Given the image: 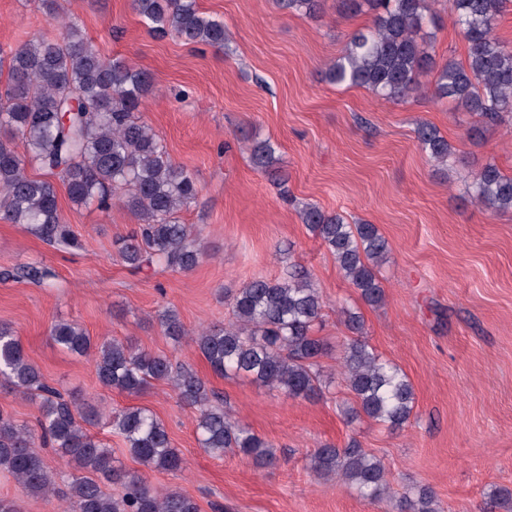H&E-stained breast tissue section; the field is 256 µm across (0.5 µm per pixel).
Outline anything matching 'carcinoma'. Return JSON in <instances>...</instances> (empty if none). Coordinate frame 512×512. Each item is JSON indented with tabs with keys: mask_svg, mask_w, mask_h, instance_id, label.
Masks as SVG:
<instances>
[{
	"mask_svg": "<svg viewBox=\"0 0 512 512\" xmlns=\"http://www.w3.org/2000/svg\"><path fill=\"white\" fill-rule=\"evenodd\" d=\"M279 9L318 18L323 0H276ZM512 0H448V12L467 42L463 61L440 63L430 49L431 35L421 34L428 0H340L339 8L373 12L372 25L353 32L345 50L330 62L324 80L334 85L364 87L377 97L405 103L417 91L416 77L434 74L432 94L479 123L501 124L512 119V46L494 34ZM133 8L149 32L174 36L186 43L224 49V21L200 12L196 0H133ZM8 87L0 99V129L10 142L0 141V219L23 224L44 242L61 248L78 245L65 223L52 175L62 181L75 205L98 203L104 210L119 205L133 214L137 229L123 241L119 256L135 271L160 267L189 273L202 251L191 224L179 212L199 194L197 182L173 163L163 140L146 122L134 117L152 90L151 74L122 59H106L94 48L79 24H64L59 39L40 36L9 52L0 49V73ZM416 138L423 151L441 166L460 162L440 130L421 122ZM254 169L278 180L288 195L277 148L267 139L248 144ZM47 174L37 179L26 165ZM468 191L475 202L493 213L512 211V176L494 162L472 173ZM300 218L333 255L344 277L361 299L376 306L384 300L378 267L389 243L374 224H351L339 213L305 206ZM52 286L56 274L28 264L11 273ZM233 321L201 331L191 338L197 350L220 376H245L282 391L292 399L323 395L318 359L327 351L315 335L323 318V299L300 269L270 280L258 277L230 299ZM350 339L343 345L346 381L355 398L345 414H363L389 427L410 419L414 389L393 363L375 352L364 337V319L354 309L341 308ZM162 332L177 343L189 336L178 312L158 316ZM50 334L56 344L78 356L95 353L99 383L128 394H139L154 381L170 385L180 403L197 411L200 447L211 455L242 454L256 462L269 460L270 445L232 420L224 399L192 368L118 340L99 346L77 323L58 322ZM0 383L39 399L40 433L15 425L0 414V472L11 476L27 494L47 497L66 483L65 512H199L197 503L177 490L159 491L139 474L114 465L112 449L87 432L79 420L99 416L81 410L48 385L12 330L0 326ZM108 425L127 443L140 464L167 472L183 468L184 459L171 446L165 424L145 407L115 410ZM51 447L74 463L76 472L47 469L39 449ZM309 469L320 478H338L360 497L378 502L389 496L383 461L355 440L339 448L324 444L310 456ZM121 488L112 495L99 478ZM397 512H440L432 489L414 486L395 500Z\"/></svg>",
	"mask_w": 512,
	"mask_h": 512,
	"instance_id": "obj_1",
	"label": "carcinoma"
}]
</instances>
